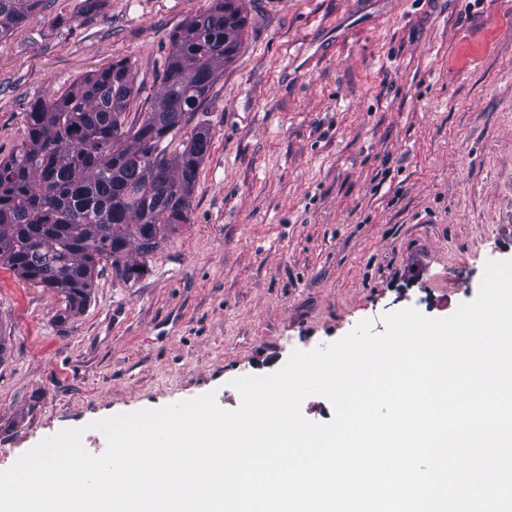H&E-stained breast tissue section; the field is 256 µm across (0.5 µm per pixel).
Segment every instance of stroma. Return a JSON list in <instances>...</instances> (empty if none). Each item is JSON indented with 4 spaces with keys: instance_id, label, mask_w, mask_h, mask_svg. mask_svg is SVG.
Returning a JSON list of instances; mask_svg holds the SVG:
<instances>
[{
    "instance_id": "1",
    "label": "stroma",
    "mask_w": 512,
    "mask_h": 512,
    "mask_svg": "<svg viewBox=\"0 0 512 512\" xmlns=\"http://www.w3.org/2000/svg\"><path fill=\"white\" fill-rule=\"evenodd\" d=\"M211 0H42L0 38V159L26 114L119 60L128 110L160 88L171 33ZM206 103L189 223L86 309L0 266V471L43 438L214 394L360 321L445 318L512 259V0H243Z\"/></svg>"
}]
</instances>
